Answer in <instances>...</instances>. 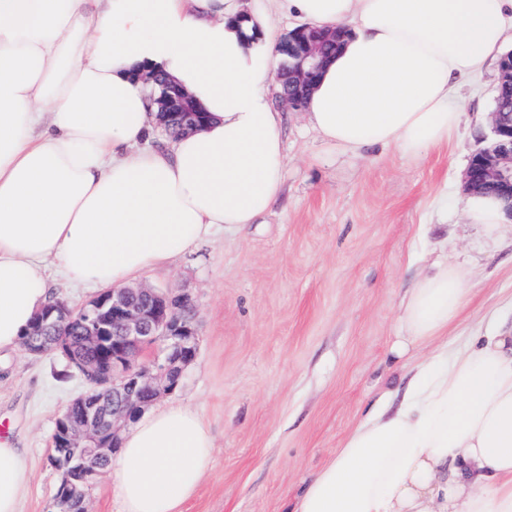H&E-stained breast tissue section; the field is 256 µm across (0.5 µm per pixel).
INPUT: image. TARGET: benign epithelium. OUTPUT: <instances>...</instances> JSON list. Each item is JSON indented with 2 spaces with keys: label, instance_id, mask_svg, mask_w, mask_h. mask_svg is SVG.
<instances>
[{
  "label": "benign epithelium",
  "instance_id": "7a95c632",
  "mask_svg": "<svg viewBox=\"0 0 512 512\" xmlns=\"http://www.w3.org/2000/svg\"><path fill=\"white\" fill-rule=\"evenodd\" d=\"M334 38L336 34L306 24L283 38V62L276 74L283 87L282 103L293 110L304 108L302 93L313 86L326 61L321 45ZM161 86L159 126L175 113L182 131L202 127V110L191 98L165 81ZM490 122L492 143L471 156L479 170L466 172L465 191L490 193L499 188L506 211L512 213V113L493 112ZM137 294L148 295L150 305H133L130 299ZM78 312L86 330L80 344L69 346L67 358L87 390L77 412L58 420L51 438V446L61 443L71 455L58 462L54 453L48 454V462L64 477L60 512H87V492L102 474L100 461L119 447L122 428L160 396L173 393L198 353L194 303L184 291L107 289L79 311L64 302L49 308L40 314L33 334H41L50 322L58 330L57 338L65 340V330ZM151 348L154 355L143 358Z\"/></svg>",
  "mask_w": 512,
  "mask_h": 512
}]
</instances>
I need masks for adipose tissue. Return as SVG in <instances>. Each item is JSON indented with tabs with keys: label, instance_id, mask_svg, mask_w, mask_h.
<instances>
[{
	"label": "adipose tissue",
	"instance_id": "ef3b65f1",
	"mask_svg": "<svg viewBox=\"0 0 512 512\" xmlns=\"http://www.w3.org/2000/svg\"><path fill=\"white\" fill-rule=\"evenodd\" d=\"M274 7L343 32L304 111L355 152L446 142L459 81L512 41V0H0V350L21 344L54 270L120 288L269 210L285 164ZM151 73L206 125L148 146ZM467 293L445 262L414 284L390 349L400 403L377 402L290 512H512V327L417 354ZM211 448L186 406L142 417L107 468L123 512H179ZM30 482L25 450L0 442V512H19Z\"/></svg>",
	"mask_w": 512,
	"mask_h": 512
}]
</instances>
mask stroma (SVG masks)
I'll list each match as a JSON object with an SVG mask.
<instances>
[{
    "instance_id": "35a3bbf8",
    "label": "stroma",
    "mask_w": 512,
    "mask_h": 512,
    "mask_svg": "<svg viewBox=\"0 0 512 512\" xmlns=\"http://www.w3.org/2000/svg\"><path fill=\"white\" fill-rule=\"evenodd\" d=\"M499 78L492 64L466 79L462 123L417 158L347 151L304 111L283 109V184L269 211L137 278L185 291L196 305L197 358L157 401L197 410L214 444L181 512H287L367 407L405 386L389 353L399 303L436 262L469 277L449 354L512 324V219L488 235L463 210L464 175L489 143ZM84 390L57 356L0 353V419L33 475L20 512H56L60 475L47 448L58 414Z\"/></svg>"
}]
</instances>
